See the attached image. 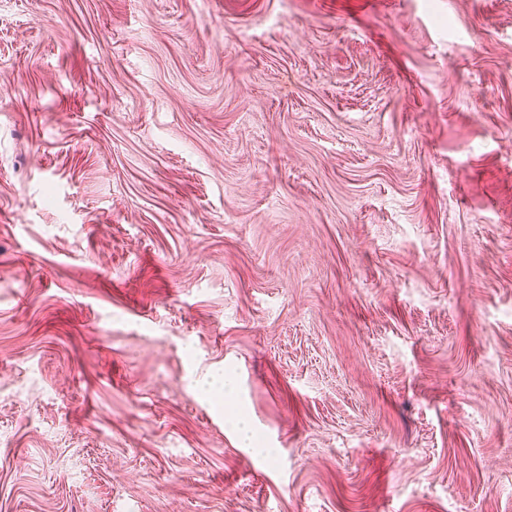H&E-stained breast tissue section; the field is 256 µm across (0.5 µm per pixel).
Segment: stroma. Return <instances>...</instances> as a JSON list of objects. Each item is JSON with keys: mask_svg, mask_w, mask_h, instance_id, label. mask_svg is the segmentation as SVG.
<instances>
[{"mask_svg": "<svg viewBox=\"0 0 512 512\" xmlns=\"http://www.w3.org/2000/svg\"><path fill=\"white\" fill-rule=\"evenodd\" d=\"M0 512H512V0H0Z\"/></svg>", "mask_w": 512, "mask_h": 512, "instance_id": "35a3bbf8", "label": "stroma"}]
</instances>
